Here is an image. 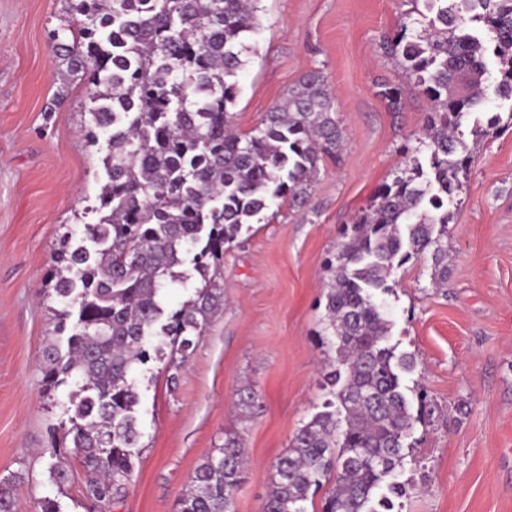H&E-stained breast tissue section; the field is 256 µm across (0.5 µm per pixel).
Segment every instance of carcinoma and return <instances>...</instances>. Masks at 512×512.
Instances as JSON below:
<instances>
[{"instance_id":"cac0c4a2","label":"carcinoma","mask_w":512,"mask_h":512,"mask_svg":"<svg viewBox=\"0 0 512 512\" xmlns=\"http://www.w3.org/2000/svg\"><path fill=\"white\" fill-rule=\"evenodd\" d=\"M76 27L59 40L68 75H80L91 103L81 129L107 136L108 180L100 218L86 227L91 246L60 241L54 252L55 333L43 349L45 390L71 383L74 407L65 437L84 471L82 493L104 512L126 493L139 453L140 394L135 364L165 339L186 360L222 299L217 282L224 247L243 225L274 205L302 207L322 156L344 141L323 76L307 73L248 133L233 124L238 73L252 47L258 0H65ZM434 16L400 25L388 49L430 101L423 137L428 165L384 185L343 231L323 332L336 351L325 375L330 398L292 438L276 465L263 512H307L311 492L334 477L323 512H392L376 498L403 459L418 417L401 376L415 368L388 345L389 322L377 301L395 270L431 253L432 287L448 283L445 200L461 185L469 157L460 128L494 94L512 102V0H425ZM194 249L195 298L165 314L161 294L180 278ZM247 418L259 408L250 388L238 393ZM247 463L243 436L224 444L188 479L176 512H235L234 490ZM0 512H16L10 482L0 480Z\"/></svg>"}]
</instances>
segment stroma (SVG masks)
Listing matches in <instances>:
<instances>
[{
  "label": "stroma",
  "instance_id": "obj_1",
  "mask_svg": "<svg viewBox=\"0 0 512 512\" xmlns=\"http://www.w3.org/2000/svg\"><path fill=\"white\" fill-rule=\"evenodd\" d=\"M254 51L237 80V128L266 112L309 71L322 72L346 135L320 164L306 204H281L244 225L221 266L224 306L194 353L134 365L143 436L125 496L109 512H175L194 469L229 431L244 437L248 466L235 512H261L277 459L321 411L322 374L335 351L320 338L327 270L346 225L378 190L411 168L430 102L387 42L422 0H259ZM64 0H0V479L14 482L20 512H88L77 484L57 487L52 450L73 472L78 455L59 424L68 388L44 394L41 351L54 322L40 289L62 236L81 244L107 177L106 140L89 144L82 82L62 87L50 38L66 28ZM399 89V103L386 91ZM496 100L473 114L464 140L471 165L449 204L448 286H430L432 258L404 264L379 295L410 399L427 396L392 475L401 512H512V125ZM261 408L243 423L238 392Z\"/></svg>",
  "mask_w": 512,
  "mask_h": 512
}]
</instances>
